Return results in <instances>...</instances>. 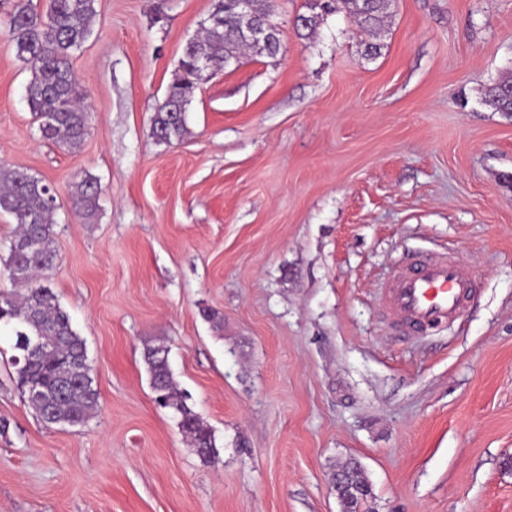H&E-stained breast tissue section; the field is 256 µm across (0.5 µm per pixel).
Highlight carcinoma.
<instances>
[{
    "mask_svg": "<svg viewBox=\"0 0 512 512\" xmlns=\"http://www.w3.org/2000/svg\"><path fill=\"white\" fill-rule=\"evenodd\" d=\"M39 11L33 0H13L6 19L0 22L13 44L16 57L30 73L27 101L40 119V137L65 150L79 146L88 133L90 112L80 104L82 90L73 69V59L88 41L96 17V0H46ZM391 0H306V12L297 34L307 38L324 17L344 11L365 33L374 36L388 17ZM203 34L187 42L179 62V76L169 85L165 99L153 117L156 138L165 143L181 140L188 132L186 112L197 83L191 58L205 53L212 71L224 70V58L237 56L246 47L236 25V0H213ZM484 103L495 112L512 115V77L490 86ZM43 179L19 168H0V212L16 221L9 242L7 269L14 288L0 290V322L12 326V364L29 407L48 425H83L98 407V391L87 363L85 341L73 328L49 284L55 266L53 226L59 204ZM96 179L85 173L74 183L71 203L88 218L98 209ZM33 239L37 251L23 247ZM23 336H43L49 346L31 350ZM144 361L150 374L155 401L177 415L179 428L204 460L217 452L211 428L186 402L169 363V348L148 345ZM343 470L351 473L355 492L342 501L343 512H362L372 498L364 471L355 463Z\"/></svg>",
    "mask_w": 512,
    "mask_h": 512,
    "instance_id": "obj_1",
    "label": "carcinoma"
}]
</instances>
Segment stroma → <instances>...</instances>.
Here are the masks:
<instances>
[{
  "mask_svg": "<svg viewBox=\"0 0 512 512\" xmlns=\"http://www.w3.org/2000/svg\"><path fill=\"white\" fill-rule=\"evenodd\" d=\"M304 4L279 0L280 54L203 80L170 144L152 117L212 0H96L71 151L41 139L0 29V166L56 192L51 286L99 392L84 426H45L0 328V512H340L349 461L374 512H512V116L482 102L512 70V0H393L372 59L342 12L300 38ZM438 248L477 296L396 338L379 284ZM155 343L212 461L154 401ZM71 203L76 211L82 212L88 218L94 216L98 209L99 188L96 179L89 173H84L74 183Z\"/></svg>",
  "mask_w": 512,
  "mask_h": 512,
  "instance_id": "35a3bbf8",
  "label": "stroma"
}]
</instances>
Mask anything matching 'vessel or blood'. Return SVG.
<instances>
[{"mask_svg": "<svg viewBox=\"0 0 512 512\" xmlns=\"http://www.w3.org/2000/svg\"><path fill=\"white\" fill-rule=\"evenodd\" d=\"M471 292V273L448 252L413 258L383 288L388 314L414 335L460 318Z\"/></svg>", "mask_w": 512, "mask_h": 512, "instance_id": "b4317fda", "label": "vessel or blood"}]
</instances>
